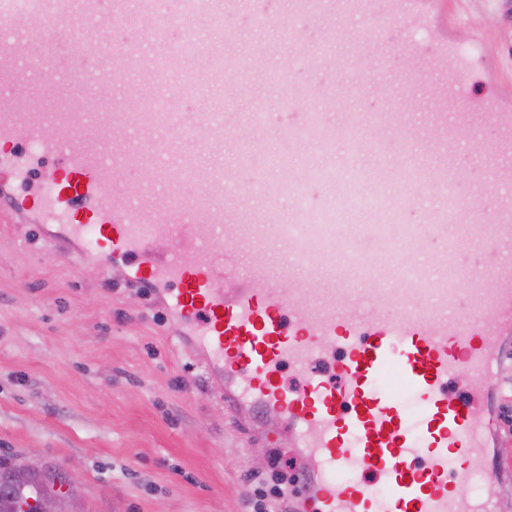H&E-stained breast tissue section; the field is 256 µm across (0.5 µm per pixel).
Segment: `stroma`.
Listing matches in <instances>:
<instances>
[{
  "label": "stroma",
  "instance_id": "stroma-1",
  "mask_svg": "<svg viewBox=\"0 0 512 512\" xmlns=\"http://www.w3.org/2000/svg\"><path fill=\"white\" fill-rule=\"evenodd\" d=\"M259 0L224 10L238 31L231 55L252 58L266 35L249 21ZM272 17L289 0L264 4ZM449 31L483 40L497 79L478 76L472 96L449 102L431 44L406 61L393 25L379 54L410 67L416 109L473 113L485 142L499 131L478 113L485 96L512 95V13L504 0H446ZM125 262L108 273L51 243L43 225L0 215V459L38 461L82 482L76 512H255L259 484L290 478L309 461L290 430H251L224 408L204 368L170 333L147 297L127 288ZM499 414L479 422L512 456V372Z\"/></svg>",
  "mask_w": 512,
  "mask_h": 512
}]
</instances>
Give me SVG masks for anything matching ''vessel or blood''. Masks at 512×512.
I'll list each match as a JSON object with an SVG mask.
<instances>
[{"mask_svg":"<svg viewBox=\"0 0 512 512\" xmlns=\"http://www.w3.org/2000/svg\"><path fill=\"white\" fill-rule=\"evenodd\" d=\"M200 0H0V87L17 90L58 66L60 82L79 76L85 101L112 97V87L84 63L93 59L113 71L150 64L152 69L187 65L204 71L192 96L219 95L224 76L241 69L224 52L223 34L188 39L195 17L221 19L222 0L198 12ZM331 15L334 31L302 45L300 59L324 63L337 45L363 29L360 54L369 60L374 41L392 23L411 37L437 35L436 50L458 93L471 91L477 63H486L481 41L463 45L449 37L443 0H312L304 19L280 20L278 33L304 29ZM149 20L145 42L101 45L99 27L125 29ZM70 40V60L59 66L60 46ZM345 94L350 111L338 119L318 109L289 122L280 139L304 148L284 153L266 132L260 111L242 116L237 107L183 119L174 107L182 90L170 88L149 112H0V135L37 143L59 166L36 198L19 196L0 179V212L56 226L83 259L125 257L130 288L144 293L170 288V308L189 329L185 344L200 351L210 375L224 378V407L252 411L259 420L288 427L297 447L315 456L312 471L292 480L295 497L311 495L318 512H491L500 495L490 486L478 501L456 494L472 480L477 462L512 473V461L489 453L487 436L472 414L496 403L503 372V345L512 338V207L498 221L481 215L489 196L483 187L455 191L463 160H489L494 196L512 198V159L499 155L477 130L456 125L432 129L430 152L421 148L420 121L400 111L393 89L383 108L365 110L355 83ZM504 135H512V100L487 101ZM134 145L109 150L115 129ZM237 144L239 160L262 151L266 166L250 182L227 166H204L201 150ZM368 145L377 157L394 149L401 162L381 176L355 162L338 163V142ZM145 169L144 189L122 196L116 189L127 168ZM197 189L183 205L182 189ZM266 216L240 225L238 242H221L225 215L241 210L249 186ZM319 186L323 201L338 200L317 222L308 213L279 210L283 195L303 196ZM426 213V229L405 221L407 210ZM443 239L446 251L430 272H415L413 249L422 232ZM485 246L489 262L469 271L464 251ZM373 261L362 264L366 248ZM471 283L470 306L459 284ZM298 366L303 380L287 384L284 364ZM394 373L402 390L381 385ZM460 381L457 393L448 385ZM418 402L410 417L407 396Z\"/></svg>","mask_w":512,"mask_h":512,"instance_id":"obj_1","label":"vessel or blood"}]
</instances>
